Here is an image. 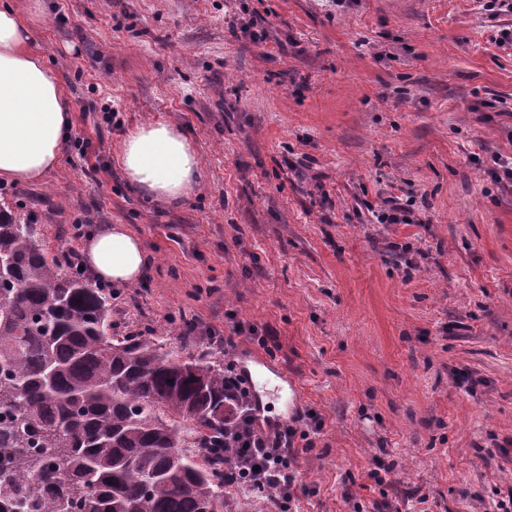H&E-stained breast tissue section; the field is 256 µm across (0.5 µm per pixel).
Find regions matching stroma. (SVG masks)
<instances>
[{
    "label": "stroma",
    "instance_id": "stroma-1",
    "mask_svg": "<svg viewBox=\"0 0 512 512\" xmlns=\"http://www.w3.org/2000/svg\"><path fill=\"white\" fill-rule=\"evenodd\" d=\"M33 37L70 103L58 170L0 182L50 253L125 224L142 281L112 297L118 333L169 350L259 351L312 414L295 512H488L512 491V13L481 0H44ZM196 146L182 204L123 176L135 126ZM91 140L88 169L73 140ZM409 224H377L389 198ZM408 251L391 257L387 242ZM193 316L184 334L178 314Z\"/></svg>",
    "mask_w": 512,
    "mask_h": 512
}]
</instances>
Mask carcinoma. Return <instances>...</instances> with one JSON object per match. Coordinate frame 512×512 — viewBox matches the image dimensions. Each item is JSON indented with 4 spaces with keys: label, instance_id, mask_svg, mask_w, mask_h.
I'll use <instances>...</instances> for the list:
<instances>
[{
    "label": "carcinoma",
    "instance_id": "1",
    "mask_svg": "<svg viewBox=\"0 0 512 512\" xmlns=\"http://www.w3.org/2000/svg\"><path fill=\"white\" fill-rule=\"evenodd\" d=\"M224 359L119 336L0 203V512H224Z\"/></svg>",
    "mask_w": 512,
    "mask_h": 512
}]
</instances>
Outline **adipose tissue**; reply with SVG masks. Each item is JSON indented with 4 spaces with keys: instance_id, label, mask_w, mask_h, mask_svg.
<instances>
[{
    "instance_id": "ef3b65f1",
    "label": "adipose tissue",
    "mask_w": 512,
    "mask_h": 512,
    "mask_svg": "<svg viewBox=\"0 0 512 512\" xmlns=\"http://www.w3.org/2000/svg\"><path fill=\"white\" fill-rule=\"evenodd\" d=\"M71 128L59 76L36 44L28 17L0 6V181L43 180L59 166ZM120 166L147 196L172 204L188 199L202 180L194 145L168 122H148L129 131ZM82 256L100 281L133 284L148 266L141 239L124 224L90 232Z\"/></svg>"
}]
</instances>
